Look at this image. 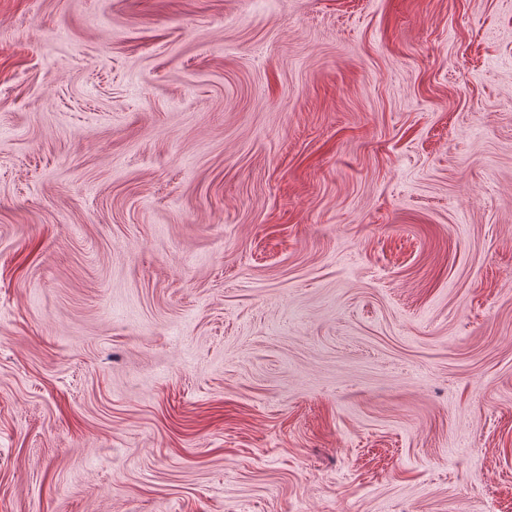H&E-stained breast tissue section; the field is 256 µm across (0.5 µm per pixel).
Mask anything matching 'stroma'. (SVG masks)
<instances>
[{"instance_id":"1","label":"stroma","mask_w":512,"mask_h":512,"mask_svg":"<svg viewBox=\"0 0 512 512\" xmlns=\"http://www.w3.org/2000/svg\"><path fill=\"white\" fill-rule=\"evenodd\" d=\"M0 512H512V0H0Z\"/></svg>"}]
</instances>
